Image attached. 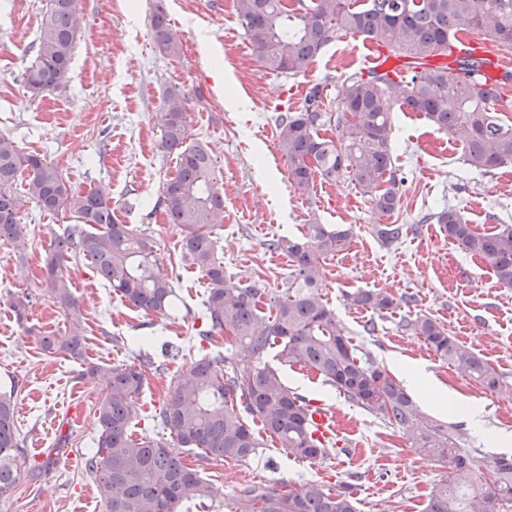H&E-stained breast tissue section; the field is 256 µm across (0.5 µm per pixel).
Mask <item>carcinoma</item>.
I'll list each match as a JSON object with an SVG mask.
<instances>
[{
    "mask_svg": "<svg viewBox=\"0 0 512 512\" xmlns=\"http://www.w3.org/2000/svg\"><path fill=\"white\" fill-rule=\"evenodd\" d=\"M297 3L290 9L283 0H235L244 33L267 70L303 75L326 46L347 33L403 59L405 69L392 75L350 74L334 112L321 108L323 89L317 85L300 110L277 117L279 147L300 194H311L318 178L335 182L346 177L377 215L390 216L400 208L404 178L395 170L391 142L398 87L403 106L425 114L464 145L469 167L490 174L512 163V124L502 123L494 109V100L512 85V72L491 94L482 75L484 62L468 42V34L477 32L512 49V0H364L360 7L354 0ZM82 22L77 0H48L32 43L34 61L24 73L32 94L65 85ZM152 26L159 51L177 55L181 42L166 17L153 15ZM437 57L447 61L431 63ZM159 120L161 148L175 154L177 162L176 176L163 184L164 211L180 229L182 258L208 281L201 311L205 329L199 335L224 334L249 353L252 364L241 371L232 355L219 353L181 369L159 414L161 425L177 439L176 449L153 437H134L130 402L144 387L146 368L154 365L149 355H138L136 363L85 369V376L102 374L108 383V394L95 410L97 449L85 459L105 512H357L346 482L338 490L309 482L288 492L244 485L228 503L223 487L202 479L185 462L184 452L216 462L255 457L264 443L251 426L254 421L297 460L313 462L327 455L310 429L309 399L288 387L270 356L315 371L349 402L396 427L417 453L448 463V474L434 487L424 512H512V459L495 456L476 464L469 450L457 445L448 423L425 416L394 376L352 343L324 300L323 260L347 246L352 230L310 224L307 241L268 243L287 254L293 267V282L279 296H268L258 282L228 285L214 236L224 212V191L215 181L207 144L194 138L179 88L165 92ZM332 125L337 135L320 136ZM20 179L40 211L68 212L81 224L54 239L44 266V291L70 321L67 334L40 337L44 351L84 359L78 302L62 270L72 259L90 261L115 294L146 312L165 315L175 308L176 288L161 269L153 239L119 222L108 191L75 192L56 164L0 135V241L21 248L19 258H24L25 241L12 186ZM424 220L441 225L468 254L489 261L497 282L512 288L511 224L479 233L451 206ZM403 229L402 224L373 225L387 244L399 241ZM347 298L379 312L394 306L393 297L383 291H358ZM266 305L273 313L264 311ZM401 329L423 339L460 376L487 391L498 389L499 376L488 362L433 318L417 313L405 318ZM14 414L12 394L0 393V497L12 492L17 479L20 440Z\"/></svg>",
    "mask_w": 512,
    "mask_h": 512,
    "instance_id": "carcinoma-1",
    "label": "carcinoma"
}]
</instances>
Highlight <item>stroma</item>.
<instances>
[{"mask_svg": "<svg viewBox=\"0 0 512 512\" xmlns=\"http://www.w3.org/2000/svg\"><path fill=\"white\" fill-rule=\"evenodd\" d=\"M47 0H0V134L13 137L25 152L44 156L63 169L74 191H109L116 217L151 234L162 269L182 299L199 309L208 286L195 267L180 258V230L160 203L163 183L176 174V158L163 153L157 114L167 87L186 97L197 138L208 142L215 175L224 185V219L216 229L224 270L232 282L262 281L271 294L285 290L292 271L286 255L268 250L270 240L300 238L309 224H344L354 234L348 246L326 260L325 298L354 344L393 375L402 363L424 366L437 383L464 405L483 410L482 427L461 412L425 407L426 415L453 423L462 447L476 459L504 454L512 445V288L497 283L490 264L449 240L427 214L448 206L461 209L481 232L512 224V164L484 175L469 169L460 142L424 114L392 111L394 164L404 177L401 208L391 216L406 225L401 240L388 245L373 232L379 218L347 180L316 182L311 196L300 195L288 179L277 146L276 119L299 110L315 84L323 86L325 108H335L345 78L364 72L374 44L345 35L328 45L306 74L294 78L267 71L257 61L234 9V0H78L83 23L75 41L69 79L58 90L34 97L23 81ZM163 11L181 52L159 53L151 25ZM220 45L232 89L215 79L214 58L201 50L203 37ZM24 233L32 241L25 259L13 244L0 242V390L14 394L22 415L15 422L21 448L18 482L0 499V512H103L84 461L99 435L95 408L106 395L104 381L83 377L85 362L114 366L130 362L139 337L161 370H148L133 403L135 435L169 445L176 437L156 416L166 406L178 372L190 360L225 351L221 335L204 340L201 321L182 311L147 313L113 293L84 261L64 273L79 302L85 358L75 360L41 350L38 338L64 335L69 321L52 305L40 280L50 244L70 224L69 215L41 212L14 187ZM380 290L394 295L396 308L384 313L351 305L346 294ZM25 299L24 317L12 305ZM423 313L437 319L450 336L472 346L498 373L499 390L487 392L455 373L423 340L401 329L404 317ZM375 332H367V324ZM288 386L317 398L345 424L352 454L315 462L288 458L266 441L260 456L244 462H200L203 479L233 496L247 482L257 488L289 490L316 481L338 487L355 474L360 512H423L433 487L448 467L419 456L394 427L363 411L323 385L310 369L280 366ZM65 446H58L59 435Z\"/></svg>", "mask_w": 512, "mask_h": 512, "instance_id": "35a3bbf8", "label": "stroma"}]
</instances>
